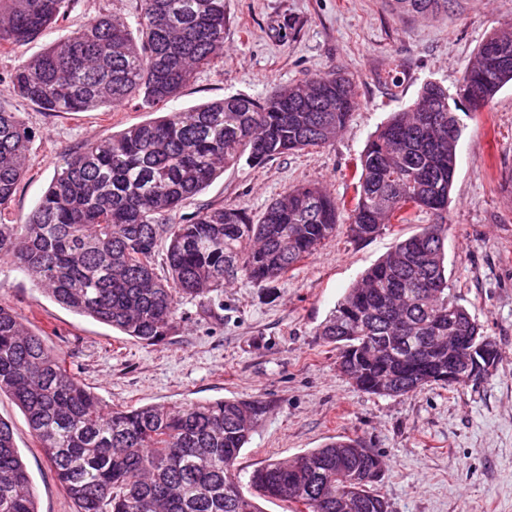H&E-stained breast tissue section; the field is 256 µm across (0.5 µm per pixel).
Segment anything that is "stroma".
I'll use <instances>...</instances> for the list:
<instances>
[{
  "instance_id": "stroma-1",
  "label": "stroma",
  "mask_w": 512,
  "mask_h": 512,
  "mask_svg": "<svg viewBox=\"0 0 512 512\" xmlns=\"http://www.w3.org/2000/svg\"><path fill=\"white\" fill-rule=\"evenodd\" d=\"M138 0H74L67 19L34 41L0 50V105L23 113L36 137L8 212L29 214L60 156L158 117L132 100L113 109L46 112L6 82L22 60L107 14L133 22ZM224 56L200 70L168 104L187 109L228 96L264 100L278 87L333 69L346 72L358 105L336 140L259 167L226 168L188 201L185 212L224 204L260 216L273 198L306 184L337 200L355 196V162L391 113L411 106L424 83L456 92L477 47L512 29V0H454L448 12L395 13L388 0H224ZM463 132L445 215L451 296L500 348L486 379L434 385L404 396L358 389L337 369L319 330L361 273L397 243L434 223L419 212L373 238L354 240L348 213L335 237L274 287L238 277L207 304L183 301L175 330L146 345L69 311L0 260V303L43 337L102 404L116 408L221 398L259 399L269 410L237 460L241 477L270 459L291 458L351 438L382 456L377 485L392 512H512V85L479 111L461 107ZM35 489L38 512L74 506L33 437L26 417L0 394Z\"/></svg>"
}]
</instances>
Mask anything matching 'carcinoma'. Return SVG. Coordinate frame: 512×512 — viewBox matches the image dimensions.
Returning a JSON list of instances; mask_svg holds the SVG:
<instances>
[{
  "label": "carcinoma",
  "mask_w": 512,
  "mask_h": 512,
  "mask_svg": "<svg viewBox=\"0 0 512 512\" xmlns=\"http://www.w3.org/2000/svg\"><path fill=\"white\" fill-rule=\"evenodd\" d=\"M72 0H0V48L21 46L67 18ZM393 10L428 15L454 0H390ZM137 32L101 15L66 40L25 60L9 79L17 94L45 112L114 109L132 99L146 106L175 99L198 71L224 55V0H139ZM512 54V36L490 35L460 85L487 106L512 82L492 44ZM357 105L353 81L339 70L310 77L262 101L229 97L174 110L90 141L62 157L29 216L5 222L34 137L22 113L0 107V259L10 258L66 309L147 345L176 328L184 299H203L241 275L258 286L283 280L336 236L345 203L316 185L274 198L259 219L242 207L211 205L189 214L184 204L218 172L259 166L330 143ZM459 124L448 91L425 84L417 103L395 112L368 140L356 163L350 235L372 238L407 209L443 217L457 166ZM448 225L428 224L369 267L338 302L319 335L339 351L337 363L358 373L356 386L381 394L393 379L404 393L448 385V356L422 355L435 315L492 346L496 340L448 295ZM167 242L166 273L156 272ZM397 343L376 357L367 342ZM0 393L26 416L75 512H262L258 500L280 499L303 512H337L351 498L356 512H391L374 491L380 455L339 439L253 470L235 473L260 400L217 399L169 406L107 408L64 360L0 304ZM0 512H38L26 464L11 426L0 420Z\"/></svg>",
  "instance_id": "obj_1"
}]
</instances>
